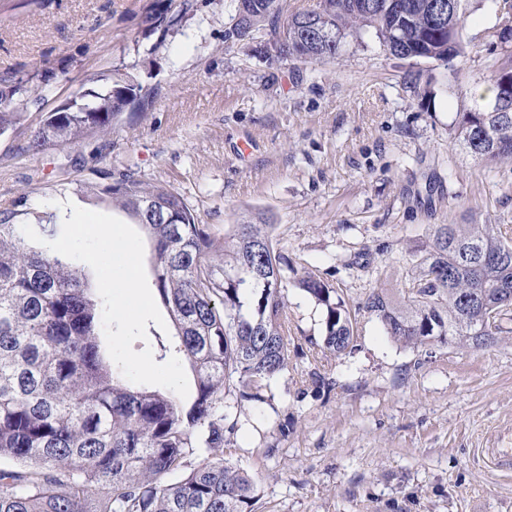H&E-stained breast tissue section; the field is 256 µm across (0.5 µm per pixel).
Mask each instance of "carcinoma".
<instances>
[{"label": "carcinoma", "mask_w": 512, "mask_h": 512, "mask_svg": "<svg viewBox=\"0 0 512 512\" xmlns=\"http://www.w3.org/2000/svg\"><path fill=\"white\" fill-rule=\"evenodd\" d=\"M175 0H154L141 18L152 31L178 21ZM232 30L288 26L299 62L336 59L349 37L373 35L396 59L439 62L451 71L467 54L463 29L471 0H317L316 21L332 35L310 37L284 0H236ZM500 52L487 75L493 96H479L452 121V139L483 161L512 159V112H492L496 73L512 69V49ZM39 71L0 90V135L21 118L39 84ZM142 87L117 73L102 90L84 91L64 112H51L22 151L62 149L107 131ZM148 232L155 287L176 324L175 339L158 341L161 360L185 357L196 374L187 404L170 391L138 386L106 357L100 344L103 302L81 266L34 248L22 225L0 217V512H257L258 485L225 458L238 418L224 397L262 402L269 381L291 352L310 348L342 354L354 347V325L337 289L312 274L293 285L320 306L321 343L290 335L285 288L288 253L262 214L224 233V266L213 240L172 189L124 178L102 188ZM156 210L148 213L142 202ZM475 249L485 263L464 259ZM500 254L508 262H495ZM408 287L372 290L364 308L386 333L408 347L481 348L505 332L512 312V235L505 224H438L413 254ZM198 455L197 465L188 458Z\"/></svg>", "instance_id": "1"}]
</instances>
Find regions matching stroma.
Listing matches in <instances>:
<instances>
[{
    "label": "stroma",
    "instance_id": "stroma-1",
    "mask_svg": "<svg viewBox=\"0 0 512 512\" xmlns=\"http://www.w3.org/2000/svg\"><path fill=\"white\" fill-rule=\"evenodd\" d=\"M151 5L0 0V81L66 74L0 135V212L48 220L77 199L122 220L102 188L128 175L178 192L218 260L227 225L266 213L358 331L354 352L290 355L267 402L238 404L231 460L257 477L264 512H512V473L478 455L512 435V332L479 349L405 347L362 308L372 289L405 287L434 225H512V161L475 160L449 131L492 59V0L471 2L457 73L394 59L370 35L333 61H272L225 40L234 0H177L178 23L153 32L140 25ZM117 72L148 92L144 108L104 137L24 152L48 112ZM285 299L293 335L320 340L314 301L292 286Z\"/></svg>",
    "mask_w": 512,
    "mask_h": 512
}]
</instances>
